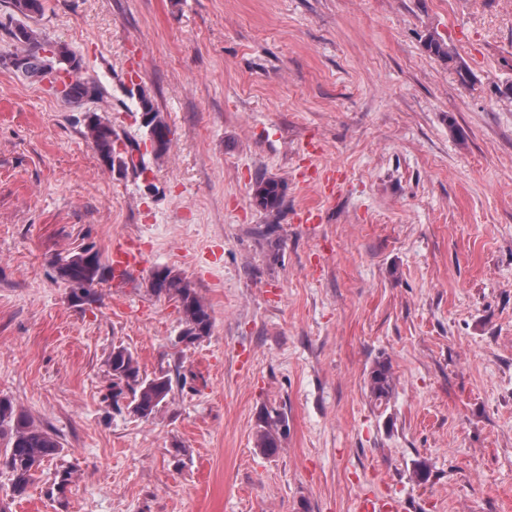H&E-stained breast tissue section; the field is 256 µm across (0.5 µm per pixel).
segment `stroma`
<instances>
[{"mask_svg": "<svg viewBox=\"0 0 512 512\" xmlns=\"http://www.w3.org/2000/svg\"><path fill=\"white\" fill-rule=\"evenodd\" d=\"M36 26L105 94L74 109L0 67V395L63 445L23 498L0 474V512H512V0H46ZM134 82L172 142L121 176L85 115L143 142ZM117 241L143 265L75 303L56 259ZM160 268L209 307L203 341ZM119 345L173 380L152 420L104 399ZM426 48L431 54L444 60H447L448 63L455 64L457 72L460 74L462 79H465L468 73L465 65L458 60V57L454 52V49L445 41H443L442 39L429 37V39L426 42ZM283 199V188L279 181L272 178H256L252 186V201L257 208L265 212H278ZM157 294L174 298L179 304L183 328L180 337L197 343L211 333L212 317L208 306L191 285L169 269L156 270L149 284ZM367 387L370 397L379 404L386 402L394 389L391 362L387 358H377L368 373ZM287 418L280 412H265L259 419L255 433V448L267 456H275L281 449V438Z\"/></svg>", "mask_w": 512, "mask_h": 512, "instance_id": "1", "label": "stroma"}]
</instances>
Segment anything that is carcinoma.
I'll use <instances>...</instances> for the list:
<instances>
[{
	"label": "carcinoma",
	"mask_w": 512,
	"mask_h": 512,
	"mask_svg": "<svg viewBox=\"0 0 512 512\" xmlns=\"http://www.w3.org/2000/svg\"><path fill=\"white\" fill-rule=\"evenodd\" d=\"M45 0H6L5 19H0V30L13 41L16 51L0 57V66L11 68L23 77L38 83L48 79L60 82L67 89L70 98L79 96L85 86H95L97 98H102L105 88L92 77L81 74L80 60L63 42H50L34 29L29 21L42 15ZM427 50L450 63L455 64L461 77H466L467 69L458 60L454 49L445 41L431 37L426 42ZM139 108L152 114V120L163 123L144 87H139L137 95ZM90 141L108 169L119 175L128 170L146 169L145 155L139 145L128 149H117L112 137V126L102 120L97 122V131ZM282 184L272 178L259 177L252 186L254 205L265 211H279L283 204ZM57 273L61 280L72 285L84 284L86 288L74 293V299L82 304L97 301L95 286L104 278V267L99 257L87 261L84 252L66 255L56 260ZM151 290L175 299L179 304L183 328L180 337L190 343H197L211 333L212 317L208 306L191 285L169 269L155 271L150 282ZM110 382L105 399L122 396L128 399L126 410L129 414L148 421L152 419L159 405L172 390V380L166 374L148 376L142 373L135 354L124 346L112 348L109 357ZM367 387L370 397L383 403L394 389L391 362L377 358L368 373ZM287 418L280 412H266L260 419L255 433V447L267 456H275L281 449V438ZM0 437L6 438L5 447L0 448V471L9 475L10 492L21 497L36 480L43 462L58 456L62 443L58 435L33 425L23 413L15 410L12 400L0 396Z\"/></svg>",
	"instance_id": "carcinoma-1"
}]
</instances>
